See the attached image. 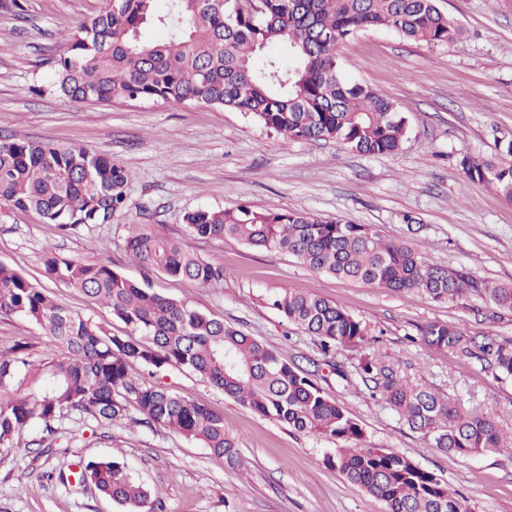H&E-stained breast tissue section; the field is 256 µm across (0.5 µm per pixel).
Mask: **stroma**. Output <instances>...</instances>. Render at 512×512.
<instances>
[{
	"instance_id": "stroma-1",
	"label": "stroma",
	"mask_w": 512,
	"mask_h": 512,
	"mask_svg": "<svg viewBox=\"0 0 512 512\" xmlns=\"http://www.w3.org/2000/svg\"><path fill=\"white\" fill-rule=\"evenodd\" d=\"M105 0H22L0 7V139L15 136L59 147L86 148L121 161L133 174L126 207L111 223L64 233L36 212L0 202V263L83 318L115 333L125 325L81 293L44 277L42 255L53 247L71 260L104 261L135 282L223 318L299 368L318 369L324 393L365 430L369 446L406 456L441 476L473 512H512V457L452 455L411 431L372 397L354 366L373 353L414 382L448 395L464 410L491 415L512 434V380H497L475 361L423 344L421 330L460 324L474 336L512 339V311L477 298L433 301L401 296L317 273L297 258L234 241L191 236L183 217L241 203L269 211L300 210L372 226L413 243L433 262L480 280L512 283V204L466 178V156L490 158L512 141V0H437L462 28L455 41L426 45L385 29L360 32L339 50L346 76L395 103L407 119L399 151L362 156L333 141L284 140L243 113L194 104L131 101L112 106L74 102L50 89L52 61L66 36ZM43 86L42 94L31 91ZM419 225L404 223V215ZM144 224L184 241L224 279L199 288L162 273L144 275L126 249V227ZM294 289L331 300L366 325L362 347L337 346L340 378L323 364L313 337L268 304ZM30 343L32 359L54 355L35 323L0 315V351ZM156 378L173 392L223 414L243 463L228 467L200 442L123 420L88 430L78 414L61 426L69 445L38 447L22 431L0 451V512H125L93 484L70 474L78 463L124 462L161 500L159 512H385L384 503L350 487L330 467L333 441L297 433L260 417L206 380L177 367ZM68 482H60V475Z\"/></svg>"
}]
</instances>
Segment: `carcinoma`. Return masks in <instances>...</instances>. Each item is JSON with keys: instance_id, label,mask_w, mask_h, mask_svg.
<instances>
[{"instance_id": "1", "label": "carcinoma", "mask_w": 512, "mask_h": 512, "mask_svg": "<svg viewBox=\"0 0 512 512\" xmlns=\"http://www.w3.org/2000/svg\"><path fill=\"white\" fill-rule=\"evenodd\" d=\"M106 0L79 30L65 38L55 59L53 87L72 101L110 106L129 101L192 103L243 112L284 139L334 140L364 156L398 151L407 133L395 104L369 86L347 79L337 48L369 29H387L427 45L448 42L461 28L436 0ZM150 27L164 39L146 40ZM470 180L512 203V143L505 155L464 158ZM132 181L120 162L84 148L12 138L0 140V202L34 210L62 231L108 224L124 209ZM183 220L201 238L232 240L285 252L310 270L393 293L433 301L470 296L512 311V284L480 281L432 262L416 246L383 239L371 226L324 220L304 211L273 212L241 204L198 209ZM126 250L145 273L186 279L199 288L224 280V269L194 254L180 240L133 224ZM44 275L107 307L129 328L117 335L70 312L18 270L0 264V314L24 317L44 331L64 357L31 360L27 342L0 351V450L14 448L25 428L44 438L59 434L75 412L101 424L130 417L201 442L235 467L238 442L224 417L203 404L144 380L135 367L182 368L222 389L254 413L296 432L336 441L327 458L347 483L383 501L386 512H472L448 483L409 458L372 448L364 430L329 398L310 373L227 324L184 302L135 283L105 262L44 252ZM289 324L316 338L326 356L338 345L357 347L368 331L335 302L284 290L268 298ZM425 345L476 360L496 379L512 377V343L471 336L461 325L430 323ZM356 369L373 394L443 452L508 454L512 435L491 416L463 413L423 383L406 380L368 355ZM128 512H155L159 497L112 458L87 463L78 475Z\"/></svg>"}]
</instances>
